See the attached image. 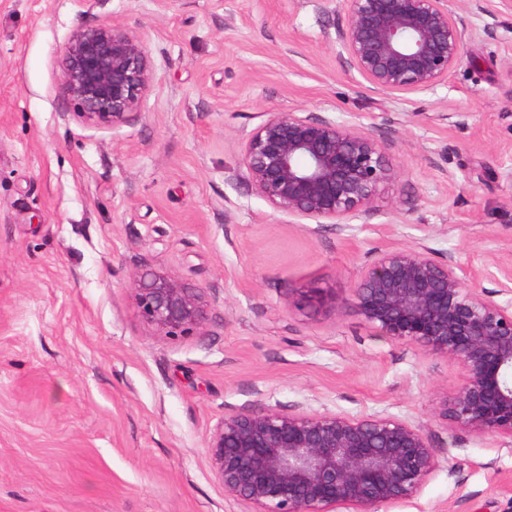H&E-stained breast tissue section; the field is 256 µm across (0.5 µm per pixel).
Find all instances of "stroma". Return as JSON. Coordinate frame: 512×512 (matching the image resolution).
<instances>
[{"instance_id": "obj_1", "label": "stroma", "mask_w": 512, "mask_h": 512, "mask_svg": "<svg viewBox=\"0 0 512 512\" xmlns=\"http://www.w3.org/2000/svg\"><path fill=\"white\" fill-rule=\"evenodd\" d=\"M457 15L465 61L403 95L350 69L338 0H0V512H250L207 453L244 408L421 428L435 470L378 512H512V437L442 415L462 364L348 307L390 248L453 256L512 304V0ZM82 25L147 44L153 83L120 129L62 94ZM273 111L370 130L405 173L366 217L281 214L236 175ZM146 267L205 290L200 335L142 322L130 283Z\"/></svg>"}]
</instances>
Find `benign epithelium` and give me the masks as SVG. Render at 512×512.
<instances>
[{
  "label": "benign epithelium",
  "mask_w": 512,
  "mask_h": 512,
  "mask_svg": "<svg viewBox=\"0 0 512 512\" xmlns=\"http://www.w3.org/2000/svg\"><path fill=\"white\" fill-rule=\"evenodd\" d=\"M336 43L372 88L431 89L466 58L449 0H340ZM154 79L149 51L120 26L85 25L63 52L62 89L98 128L128 124ZM237 174L276 211L316 224L367 216L403 168L373 133L315 112H267L244 138ZM137 313L170 338L202 333V288L146 267L133 279ZM389 338L461 361L466 381L445 417L512 437V306L468 285L451 256L392 248L364 268L348 303ZM207 452L224 494L251 512H378L417 496L436 466L421 429L391 417L243 409L224 416Z\"/></svg>",
  "instance_id": "1"
}]
</instances>
